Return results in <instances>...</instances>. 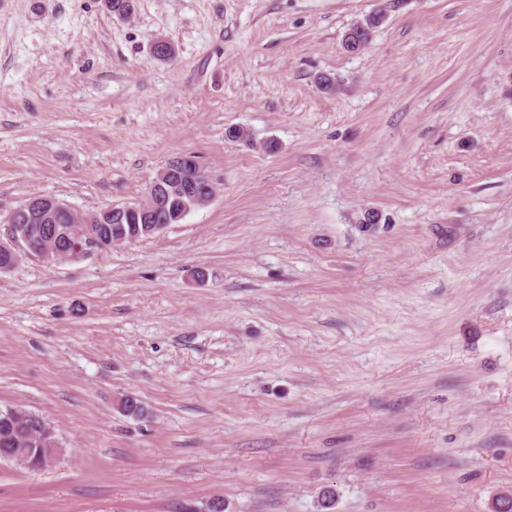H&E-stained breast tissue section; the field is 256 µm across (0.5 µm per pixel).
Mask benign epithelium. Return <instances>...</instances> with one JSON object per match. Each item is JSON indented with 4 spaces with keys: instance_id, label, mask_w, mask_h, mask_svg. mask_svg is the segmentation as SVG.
Instances as JSON below:
<instances>
[{
    "instance_id": "obj_1",
    "label": "benign epithelium",
    "mask_w": 512,
    "mask_h": 512,
    "mask_svg": "<svg viewBox=\"0 0 512 512\" xmlns=\"http://www.w3.org/2000/svg\"><path fill=\"white\" fill-rule=\"evenodd\" d=\"M173 195L191 198L196 209L209 204L215 196L208 175L190 154L170 160L159 170L151 192L138 203L142 219L149 220L151 213L165 207ZM63 213L70 216L71 223L79 225L71 239L60 238L55 228ZM126 218L124 208L108 206L100 213L83 214L52 195L30 197L20 212L11 211L0 219V272L15 267L24 257L52 264L105 249L112 240L94 231L91 225L105 219L122 224ZM60 453L57 443L51 448H9L0 460L40 472L52 467Z\"/></svg>"
}]
</instances>
